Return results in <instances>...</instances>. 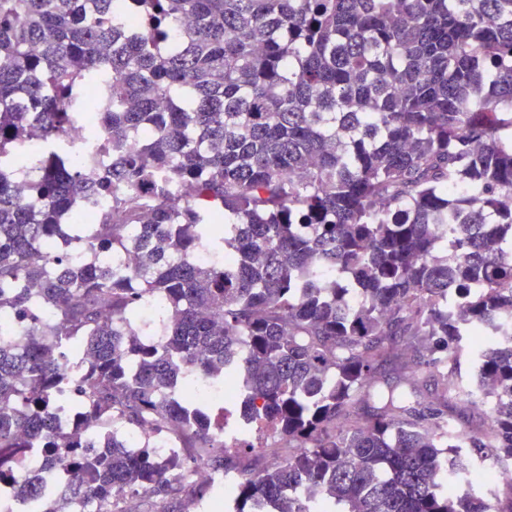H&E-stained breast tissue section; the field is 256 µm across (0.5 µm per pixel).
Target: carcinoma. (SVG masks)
I'll list each match as a JSON object with an SVG mask.
<instances>
[{
  "mask_svg": "<svg viewBox=\"0 0 512 512\" xmlns=\"http://www.w3.org/2000/svg\"><path fill=\"white\" fill-rule=\"evenodd\" d=\"M106 79L112 167L90 174L73 87ZM34 124L39 208L0 173L17 498L63 465L45 512H175L216 497L185 485L197 464L240 475L225 512H512L478 480L512 466V0H0V164ZM211 381L288 456L228 450L193 405ZM178 424L171 456L118 444ZM30 448L44 472L19 475Z\"/></svg>",
  "mask_w": 512,
  "mask_h": 512,
  "instance_id": "carcinoma-1",
  "label": "carcinoma"
}]
</instances>
